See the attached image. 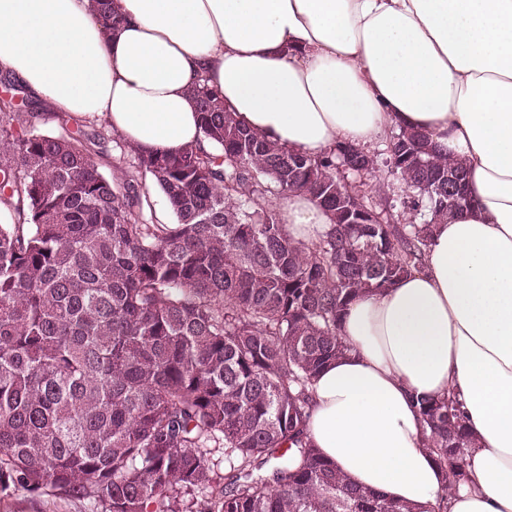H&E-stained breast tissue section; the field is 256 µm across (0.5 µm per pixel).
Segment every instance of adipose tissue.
<instances>
[{
    "instance_id": "obj_1",
    "label": "adipose tissue",
    "mask_w": 512,
    "mask_h": 512,
    "mask_svg": "<svg viewBox=\"0 0 512 512\" xmlns=\"http://www.w3.org/2000/svg\"><path fill=\"white\" fill-rule=\"evenodd\" d=\"M0 0V70L138 152L205 146L192 90L321 155L421 130L468 173L421 271L345 310L349 350L312 386L307 434L348 481L425 512H512V0ZM279 213L314 240L304 192ZM451 395L476 439L469 481L424 446L416 400Z\"/></svg>"
}]
</instances>
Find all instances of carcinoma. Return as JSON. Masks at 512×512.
Here are the masks:
<instances>
[{
  "label": "carcinoma",
  "instance_id": "1",
  "mask_svg": "<svg viewBox=\"0 0 512 512\" xmlns=\"http://www.w3.org/2000/svg\"><path fill=\"white\" fill-rule=\"evenodd\" d=\"M0 86V494L95 512H179L195 491L200 512H420L354 487L313 448L310 388L348 352L350 302L421 270L434 225L471 204L448 195L467 192L466 170L401 129L372 196L369 151L279 147L202 83L210 150L132 149L107 177L91 147L115 141L109 130L44 134L14 77L1 71ZM146 174L175 222L143 201ZM270 182L330 213L325 234L294 240ZM418 405L427 449L468 479L457 402Z\"/></svg>",
  "mask_w": 512,
  "mask_h": 512
}]
</instances>
